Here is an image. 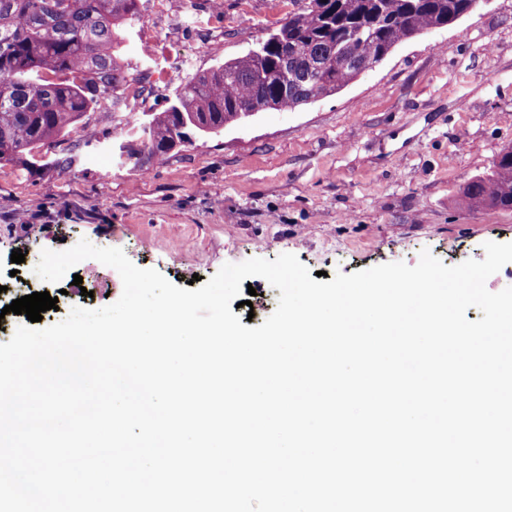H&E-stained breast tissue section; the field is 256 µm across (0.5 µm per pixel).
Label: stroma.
<instances>
[{
	"label": "stroma",
	"mask_w": 512,
	"mask_h": 512,
	"mask_svg": "<svg viewBox=\"0 0 512 512\" xmlns=\"http://www.w3.org/2000/svg\"><path fill=\"white\" fill-rule=\"evenodd\" d=\"M196 4L188 12L181 0H140L141 19L120 51L151 89L135 124L163 111L196 73L245 53L305 0ZM510 146L512 0H480L338 93L226 125L144 168H133L112 139L88 142L78 129L35 148L33 161L1 165L0 305L49 292L58 307L44 312L45 328L73 306L117 301L118 272L94 259L60 283L28 281V264L43 250L82 240L122 249L181 288L224 264L284 253L331 276L413 266L425 250L447 266L481 260L485 243H512V210L464 208L461 190ZM18 249L19 265L11 261ZM251 284L236 313L257 327L280 292L260 277Z\"/></svg>",
	"instance_id": "35a3bbf8"
}]
</instances>
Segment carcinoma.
<instances>
[{"instance_id": "obj_1", "label": "carcinoma", "mask_w": 512, "mask_h": 512, "mask_svg": "<svg viewBox=\"0 0 512 512\" xmlns=\"http://www.w3.org/2000/svg\"><path fill=\"white\" fill-rule=\"evenodd\" d=\"M473 0H308L286 17L288 63L264 40L188 80L168 107L140 128L148 156L165 155L180 135L218 134L255 101L298 107L347 86L403 41L457 22ZM140 20L138 0H0V165L70 134L87 112H120L141 83L120 63L126 28ZM347 52L346 67L329 65ZM470 209L512 210V152L462 189Z\"/></svg>"}]
</instances>
